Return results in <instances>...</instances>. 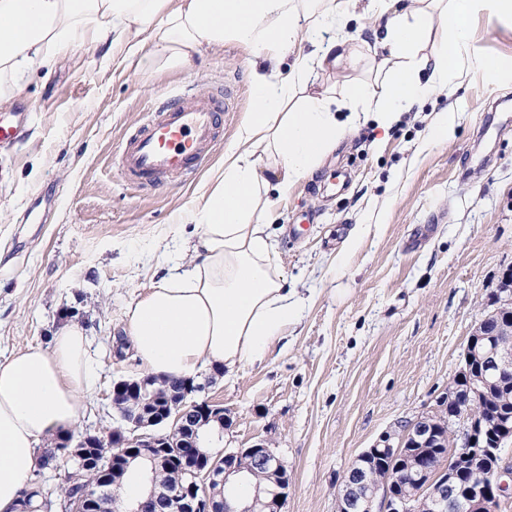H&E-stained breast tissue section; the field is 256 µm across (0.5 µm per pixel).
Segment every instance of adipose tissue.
I'll use <instances>...</instances> for the list:
<instances>
[{"label": "adipose tissue", "instance_id": "obj_1", "mask_svg": "<svg viewBox=\"0 0 512 512\" xmlns=\"http://www.w3.org/2000/svg\"><path fill=\"white\" fill-rule=\"evenodd\" d=\"M477 11L512 18V0H387L371 48L383 79L295 106L296 90L318 72L356 57L354 0H0V105L28 73H51L60 55L85 45H109L140 68L188 67L228 42L247 58L254 109L166 232L187 241L191 258L158 266L129 312L141 374L230 372L287 339L303 300L277 264L273 193L318 170L367 109L387 130L467 62L503 68L468 55ZM327 26L334 36L316 38ZM92 384L91 348L76 322L62 323L49 345L0 361V512H18L40 444L74 433Z\"/></svg>", "mask_w": 512, "mask_h": 512}]
</instances>
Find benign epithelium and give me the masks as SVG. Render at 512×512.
<instances>
[{
	"label": "benign epithelium",
	"mask_w": 512,
	"mask_h": 512,
	"mask_svg": "<svg viewBox=\"0 0 512 512\" xmlns=\"http://www.w3.org/2000/svg\"><path fill=\"white\" fill-rule=\"evenodd\" d=\"M474 356L486 363L484 380L489 385L512 384V348L499 344L474 351ZM436 415L428 413L400 433L384 435V447L365 448L354 457L351 468L338 491L337 512H410L409 499L390 491L400 480H414L420 484V492L430 500L432 512H464L466 504L460 501L455 491L456 473L452 464L432 462L425 467H416L411 448H433L436 446ZM129 427L123 437L124 466L134 459L149 462L152 467L164 463L159 453L161 448H200L205 443L204 427L211 425L224 431L229 418L224 407L210 401L176 411L166 419L158 411L142 405L126 416ZM63 444L68 447L66 455L78 461L87 462L95 444L88 438L72 442L67 437ZM389 453L400 459L388 467L383 489L379 490L365 482L370 456ZM255 458V463L267 471L272 486L257 491L250 501H239L229 508L224 489L236 480L242 479L243 466L238 461L244 457ZM191 481L186 484L160 487L151 484L149 492L136 501L130 512H142L143 506L158 498L168 500L174 512H282L288 495L290 477L281 456L266 444L252 448H230L224 463L212 465L206 470L191 469ZM205 492L196 493V484ZM512 491V468L497 464L495 469L494 496L501 497ZM87 512H108L112 504L111 491L102 487L86 495Z\"/></svg>",
	"instance_id": "1"
}]
</instances>
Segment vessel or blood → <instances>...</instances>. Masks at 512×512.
Wrapping results in <instances>:
<instances>
[{"instance_id":"1","label":"vessel or blood","mask_w":512,"mask_h":512,"mask_svg":"<svg viewBox=\"0 0 512 512\" xmlns=\"http://www.w3.org/2000/svg\"><path fill=\"white\" fill-rule=\"evenodd\" d=\"M232 107L229 97L218 108L186 94L155 106L141 129L120 145L123 177L133 184L154 185L192 172L215 142L221 109Z\"/></svg>"}]
</instances>
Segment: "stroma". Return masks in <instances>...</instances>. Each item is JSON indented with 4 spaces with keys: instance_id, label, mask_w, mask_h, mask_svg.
<instances>
[{
    "instance_id": "35a3bbf8",
    "label": "stroma",
    "mask_w": 512,
    "mask_h": 512,
    "mask_svg": "<svg viewBox=\"0 0 512 512\" xmlns=\"http://www.w3.org/2000/svg\"><path fill=\"white\" fill-rule=\"evenodd\" d=\"M469 51L512 59V19L469 20ZM231 90L213 158L254 100L244 53L225 43L194 67L115 65L108 47L71 52L14 95L31 105L22 141L0 143V360L48 345L60 323L82 325L96 380L81 429L118 425L112 384L137 377L117 350L127 312L166 259L161 236L198 197L207 168L163 185L127 182L120 143L179 93ZM455 134L428 144L437 113ZM512 68L464 69L389 131L363 123L313 177L276 196L278 264L304 298L300 320L263 362L206 389L232 426L228 448L267 443L291 482L283 512H336L346 468L363 449L435 407L467 338L512 268ZM347 172L346 188L332 172ZM367 234L351 244L356 225Z\"/></svg>"
}]
</instances>
